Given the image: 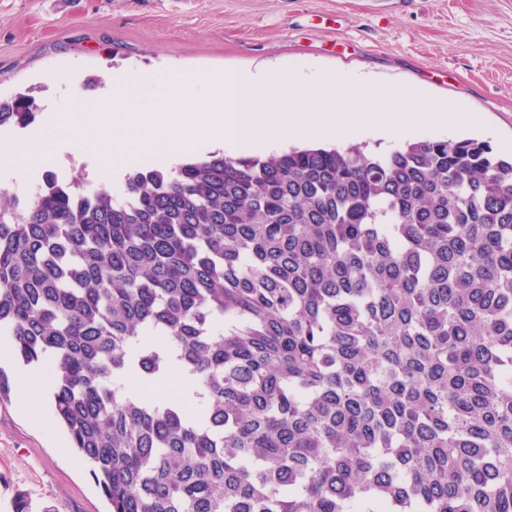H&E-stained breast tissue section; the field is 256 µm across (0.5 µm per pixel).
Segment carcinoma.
Here are the masks:
<instances>
[{
  "mask_svg": "<svg viewBox=\"0 0 512 512\" xmlns=\"http://www.w3.org/2000/svg\"><path fill=\"white\" fill-rule=\"evenodd\" d=\"M37 111L0 99V127ZM0 334L51 361L109 512H512V158L485 141L135 163L121 197L47 171L0 191Z\"/></svg>",
  "mask_w": 512,
  "mask_h": 512,
  "instance_id": "carcinoma-1",
  "label": "carcinoma"
}]
</instances>
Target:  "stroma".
<instances>
[{"label": "stroma", "instance_id": "1", "mask_svg": "<svg viewBox=\"0 0 512 512\" xmlns=\"http://www.w3.org/2000/svg\"><path fill=\"white\" fill-rule=\"evenodd\" d=\"M280 69L311 82L367 77L456 103L477 116L415 140L477 137L512 152V0H0V97L31 94L37 123L80 114L105 81ZM91 149H62L53 170L98 183ZM107 512L61 427L0 403V512Z\"/></svg>", "mask_w": 512, "mask_h": 512}]
</instances>
